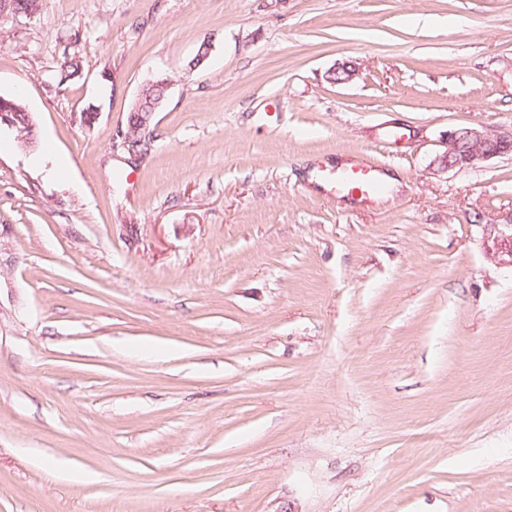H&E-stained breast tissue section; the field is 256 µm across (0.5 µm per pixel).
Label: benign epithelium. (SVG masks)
<instances>
[{
    "instance_id": "1",
    "label": "benign epithelium",
    "mask_w": 512,
    "mask_h": 512,
    "mask_svg": "<svg viewBox=\"0 0 512 512\" xmlns=\"http://www.w3.org/2000/svg\"><path fill=\"white\" fill-rule=\"evenodd\" d=\"M447 140V151L438 158L446 170L474 169L487 160L512 153V133L459 128L448 131Z\"/></svg>"
}]
</instances>
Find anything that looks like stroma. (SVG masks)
<instances>
[{"instance_id":"1","label":"stroma","mask_w":512,"mask_h":512,"mask_svg":"<svg viewBox=\"0 0 512 512\" xmlns=\"http://www.w3.org/2000/svg\"><path fill=\"white\" fill-rule=\"evenodd\" d=\"M0 95V512H512V155L436 163L512 131V0H42ZM161 83L153 86H147L140 89V104L136 105L135 100L132 102L127 115L124 132L126 136L133 128L140 127L143 124V120L148 121L149 125L152 121V116L148 115L151 112L150 105L154 102L165 99L168 89L165 86V82L168 80L166 76H160ZM145 126H141L138 132L141 131ZM6 99L11 100L14 104L12 106V112H11V107H10L11 102H9ZM13 115H14V118H13ZM30 117H32V116L26 111L23 104L21 102H19L18 100L14 99V98H6V97H4L2 99L0 98V128H2V126H3V127H6L8 129H11L12 131H14V129L16 128V124H17L18 129L14 131V138L16 137L15 141L20 148H23V146L25 145V142L16 140L17 137L20 136L19 130H22L24 132L23 136L29 135L28 139H27V137H25V140L27 141V146L25 149L32 146L30 141H28L31 137V135H30L31 129L28 127V125H30V120H29ZM447 140V151L438 158L446 170L474 169L487 160L512 153V132L459 128L449 130ZM383 176L379 169L355 158L337 168L330 179L336 185V195L360 204L374 205L386 192L387 184Z\"/></svg>"}]
</instances>
